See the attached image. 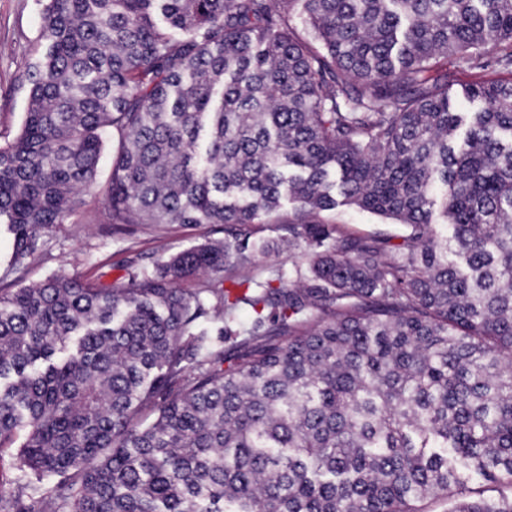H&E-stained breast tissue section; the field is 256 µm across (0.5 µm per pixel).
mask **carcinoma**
Wrapping results in <instances>:
<instances>
[{
	"label": "carcinoma",
	"instance_id": "obj_1",
	"mask_svg": "<svg viewBox=\"0 0 512 512\" xmlns=\"http://www.w3.org/2000/svg\"><path fill=\"white\" fill-rule=\"evenodd\" d=\"M43 37L0 144L9 272L108 141L105 223L228 238L0 288V455L40 512H512L457 472L512 488V82L462 111L437 68L512 67V0H47ZM284 200L288 282L254 261ZM322 219L329 224H346L353 232L360 234H382L391 238L392 243H399L406 235L404 224L383 216L371 214L353 207H339L322 214Z\"/></svg>",
	"mask_w": 512,
	"mask_h": 512
}]
</instances>
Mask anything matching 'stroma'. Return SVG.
Here are the masks:
<instances>
[{
    "label": "stroma",
    "instance_id": "35a3bbf8",
    "mask_svg": "<svg viewBox=\"0 0 512 512\" xmlns=\"http://www.w3.org/2000/svg\"><path fill=\"white\" fill-rule=\"evenodd\" d=\"M46 0H0V142L14 138L21 130L27 109L26 78L45 55L48 45L42 37V17ZM451 74L449 95H456L469 84L507 82L512 69L499 65L458 66L455 59L442 61ZM112 168V152L104 150L95 185L86 192L83 210L70 215L65 223L45 231L44 249L28 262L23 285H35L54 275L79 277L107 286L128 283L130 261L151 264L161 253H176L208 240H224L220 224H171L164 230L131 224L122 230L104 222L103 196ZM292 206H285L278 223L261 224L257 235L269 240V250L256 257L258 268L278 269L291 276L295 266L305 264L304 250L288 251L279 241L288 234ZM324 221L344 224L360 234H382L392 242L406 235L405 225L353 207H340L323 213Z\"/></svg>",
    "mask_w": 512,
    "mask_h": 512
}]
</instances>
